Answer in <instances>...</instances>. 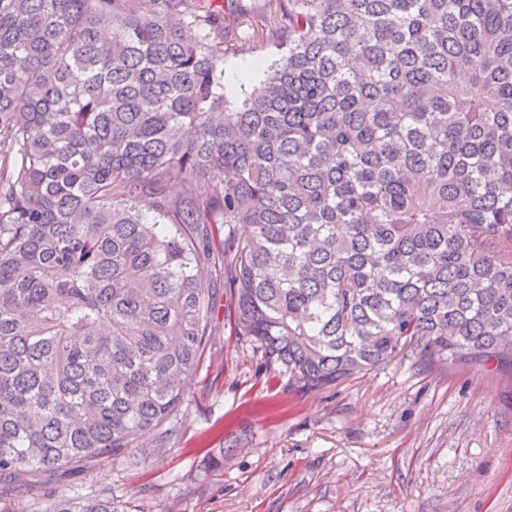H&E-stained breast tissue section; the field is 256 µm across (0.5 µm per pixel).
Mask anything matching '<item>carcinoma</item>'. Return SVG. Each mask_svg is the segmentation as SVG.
<instances>
[{"label": "carcinoma", "mask_w": 512, "mask_h": 512, "mask_svg": "<svg viewBox=\"0 0 512 512\" xmlns=\"http://www.w3.org/2000/svg\"><path fill=\"white\" fill-rule=\"evenodd\" d=\"M228 18L0 0V477L163 452L221 277L305 392L398 356L512 370V0H267L242 41ZM252 39L279 54L226 112ZM243 49V51L236 55H229L224 59V96L232 103L240 101L244 96L245 90L240 92L231 91L227 82L228 75L230 73H237L249 66L255 59H269L277 53L276 48L272 44L247 42Z\"/></svg>", "instance_id": "1"}]
</instances>
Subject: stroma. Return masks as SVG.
<instances>
[{
    "label": "stroma",
    "instance_id": "1",
    "mask_svg": "<svg viewBox=\"0 0 512 512\" xmlns=\"http://www.w3.org/2000/svg\"><path fill=\"white\" fill-rule=\"evenodd\" d=\"M156 453L19 480L0 512L107 487L139 512H512V373L394 360L303 393L266 368L218 292L213 334Z\"/></svg>",
    "mask_w": 512,
    "mask_h": 512
}]
</instances>
